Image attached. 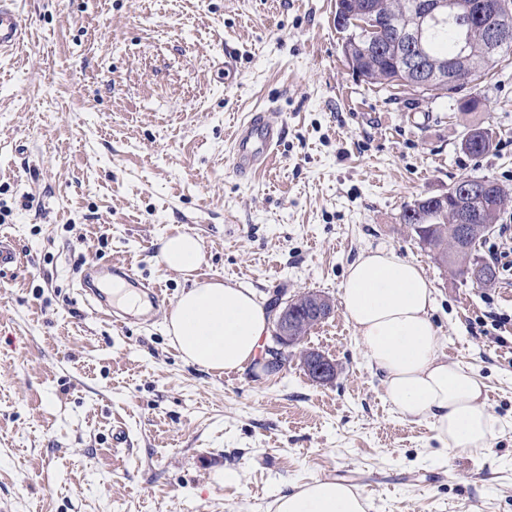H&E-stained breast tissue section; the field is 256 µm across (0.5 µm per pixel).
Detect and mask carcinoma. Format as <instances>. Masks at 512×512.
<instances>
[{"label": "carcinoma", "instance_id": "obj_1", "mask_svg": "<svg viewBox=\"0 0 512 512\" xmlns=\"http://www.w3.org/2000/svg\"><path fill=\"white\" fill-rule=\"evenodd\" d=\"M412 2L413 0H339L335 6L341 5L348 10L358 11L367 5L403 27L412 24ZM463 27V20L450 12L447 17L424 28L417 54L424 59L426 65L432 69L448 62L464 74L462 82L451 87L426 89L425 94L435 98L455 94L482 80L501 58L512 53V41L493 51L488 50L483 44L478 26L472 30L469 42H464L461 35ZM353 63L362 80L370 85L392 89L404 79L403 71L389 46L384 48L382 54L371 56H365L356 49L353 51ZM472 133L480 139V146L473 149L468 147L466 151L472 156H481L492 146L491 132L487 128L477 127ZM483 182L484 186L475 195L471 206V223L475 224L477 230L469 235L461 234L459 214L455 207L439 212L423 204L420 210L411 215L406 210L401 214L402 223L422 226V232L417 237L424 240V248L433 255H442L447 265L457 270L460 275L470 274L476 264L489 270V279L471 280L475 288H489L497 278L494 266L484 262L479 264L473 260V250L485 239L480 228L485 224L497 223L507 198L505 189L497 180L485 177Z\"/></svg>", "mask_w": 512, "mask_h": 512}]
</instances>
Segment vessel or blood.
I'll use <instances>...</instances> for the list:
<instances>
[{
	"instance_id": "1",
	"label": "vessel or blood",
	"mask_w": 512,
	"mask_h": 512,
	"mask_svg": "<svg viewBox=\"0 0 512 512\" xmlns=\"http://www.w3.org/2000/svg\"><path fill=\"white\" fill-rule=\"evenodd\" d=\"M28 36L14 0H0V56L12 53ZM285 125L277 116L257 112L237 129L232 165L238 175L253 173L268 164L280 145Z\"/></svg>"
}]
</instances>
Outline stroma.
<instances>
[{
	"mask_svg": "<svg viewBox=\"0 0 512 512\" xmlns=\"http://www.w3.org/2000/svg\"><path fill=\"white\" fill-rule=\"evenodd\" d=\"M15 2L31 39L0 58V234L22 259L0 270V512H274L278 491L314 479L354 487L370 512H512V326L479 324L512 315V271L472 287L400 220L486 176L512 226V56L432 98L352 72L335 0ZM267 109L286 136L238 177L234 130ZM478 125L493 144L475 157L462 139ZM177 233L204 249L188 277L158 259ZM376 248L420 263L440 359L474 369L505 420L480 454L393 411L343 311L303 342L335 361L328 384L294 352L275 372H208L165 331L194 281L336 302ZM115 261L164 288L152 322L121 327L84 301L88 266Z\"/></svg>",
	"mask_w": 512,
	"mask_h": 512,
	"instance_id": "35a3bbf8",
	"label": "stroma"
}]
</instances>
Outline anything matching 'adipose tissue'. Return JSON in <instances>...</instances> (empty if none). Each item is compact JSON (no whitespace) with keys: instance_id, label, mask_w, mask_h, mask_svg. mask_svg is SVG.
<instances>
[{"instance_id":"1","label":"adipose tissue","mask_w":512,"mask_h":512,"mask_svg":"<svg viewBox=\"0 0 512 512\" xmlns=\"http://www.w3.org/2000/svg\"><path fill=\"white\" fill-rule=\"evenodd\" d=\"M160 261L188 275L204 259L199 239H163ZM341 304L385 397L399 416L427 421L445 447L479 453L501 423L486 406V385L466 365L437 355L435 291L422 266L395 250L363 252L346 271ZM253 289L221 281L182 291L165 328L183 359L207 371L244 372L261 353L268 328ZM275 512H367L368 502L337 480L316 479L279 492Z\"/></svg>"}]
</instances>
